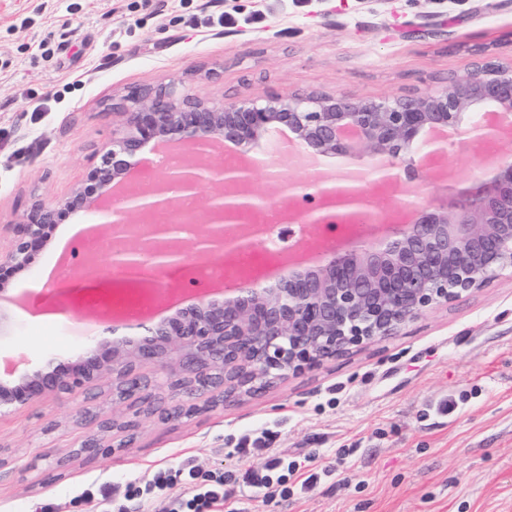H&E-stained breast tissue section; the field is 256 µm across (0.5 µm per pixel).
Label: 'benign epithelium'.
I'll return each mask as SVG.
<instances>
[{"instance_id": "1", "label": "benign epithelium", "mask_w": 512, "mask_h": 512, "mask_svg": "<svg viewBox=\"0 0 512 512\" xmlns=\"http://www.w3.org/2000/svg\"><path fill=\"white\" fill-rule=\"evenodd\" d=\"M114 109L116 126L99 163L66 196L32 205L8 249L0 251V276L29 268L50 228L73 216L92 234L105 230L120 239L106 263L97 254L86 255L77 267L87 286L113 289L118 307L125 281L157 288L159 273H194L199 254L213 259L256 247L249 235L224 242L225 221L240 219L250 208L231 199L252 192L241 190L250 183L247 170L203 162L210 143H231L247 152L286 128L289 140L307 154L380 159L407 174L416 155L433 165L447 158L441 131L480 120L512 128V66L483 59L434 93L377 100L310 93L272 94L262 103L213 102L172 82L136 89ZM161 145L185 149L186 187L198 191L213 180L221 186L207 199L204 218L180 214L200 225L198 239L188 244L168 236L177 225L154 223L155 205L144 202L166 191L168 181L112 193L126 187ZM490 161L493 176L449 206L402 201L401 208L414 214L410 223L393 224L388 214L372 211L362 187L321 190L326 203L359 208L325 215L318 204L309 222L333 219L347 226L366 220L385 228L352 237L351 245L322 264L299 267L275 284L245 276L223 299L205 294L195 306L146 327L140 338L97 342L73 362H48L17 379L0 378V411L64 395L76 398L106 379L132 416L120 422L105 414L90 416L99 434L75 454L92 457L112 451L108 433L115 428L132 431L144 417L178 421L255 398L354 347L396 335L425 312L512 268V159L493 155Z\"/></svg>"}]
</instances>
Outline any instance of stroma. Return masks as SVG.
Masks as SVG:
<instances>
[{
  "label": "stroma",
  "mask_w": 512,
  "mask_h": 512,
  "mask_svg": "<svg viewBox=\"0 0 512 512\" xmlns=\"http://www.w3.org/2000/svg\"><path fill=\"white\" fill-rule=\"evenodd\" d=\"M482 58L512 65V0H0V245L35 201L84 178L112 138L109 106L128 90L180 81L216 102L377 99L436 91ZM490 151L512 154V135L451 132L418 203L490 179ZM251 153L263 203L294 186L317 204V169L277 160L266 139ZM69 229L56 224L30 267L4 278L29 298L0 320V359L29 357L17 374L75 360L93 338L142 333L102 321L94 337H72L75 316L57 302L79 285L56 256ZM85 406L111 411V385L0 413V512H166L149 491L158 471L191 467L203 481L273 455L336 471L279 503L226 484L221 512H512V271L259 398L144 420L131 447L107 457L72 456L94 431L80 422ZM265 429L268 449L236 454L242 436Z\"/></svg>",
  "instance_id": "stroma-1"
}]
</instances>
